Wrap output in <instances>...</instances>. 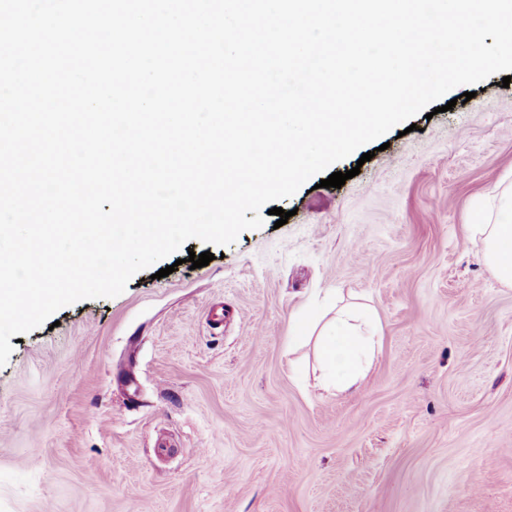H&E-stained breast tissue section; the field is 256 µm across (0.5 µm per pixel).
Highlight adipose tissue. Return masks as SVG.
Returning <instances> with one entry per match:
<instances>
[{
  "label": "adipose tissue",
  "mask_w": 512,
  "mask_h": 512,
  "mask_svg": "<svg viewBox=\"0 0 512 512\" xmlns=\"http://www.w3.org/2000/svg\"><path fill=\"white\" fill-rule=\"evenodd\" d=\"M471 240L483 246V257L497 279L512 286V194L500 193L495 220L469 225ZM382 327L368 308L337 309L317 332L290 337V344L314 341L323 373V387L331 393L358 390L382 344Z\"/></svg>",
  "instance_id": "ef3b65f1"
}]
</instances>
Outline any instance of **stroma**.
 Segmentation results:
<instances>
[{"label": "stroma", "instance_id": "stroma-1", "mask_svg": "<svg viewBox=\"0 0 512 512\" xmlns=\"http://www.w3.org/2000/svg\"><path fill=\"white\" fill-rule=\"evenodd\" d=\"M472 90L336 162L360 169L341 188L279 200L283 226L188 240L167 277L143 270L14 342L0 512H512V287L467 233L512 187V87ZM330 288L383 328L351 395L288 344Z\"/></svg>", "mask_w": 512, "mask_h": 512}]
</instances>
